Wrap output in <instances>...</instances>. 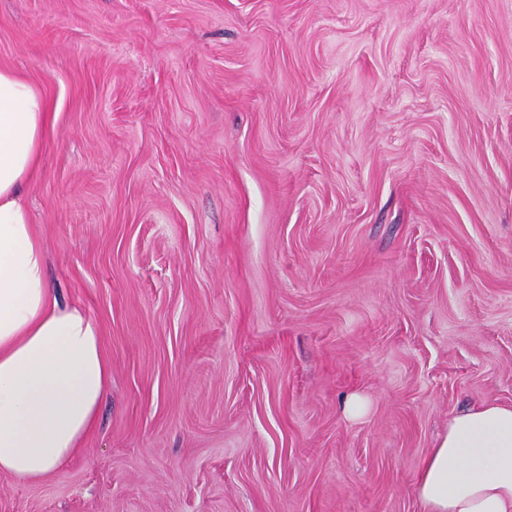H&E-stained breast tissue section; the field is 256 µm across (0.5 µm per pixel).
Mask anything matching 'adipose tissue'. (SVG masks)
Masks as SVG:
<instances>
[{
  "instance_id": "ef3b65f1",
  "label": "adipose tissue",
  "mask_w": 512,
  "mask_h": 512,
  "mask_svg": "<svg viewBox=\"0 0 512 512\" xmlns=\"http://www.w3.org/2000/svg\"><path fill=\"white\" fill-rule=\"evenodd\" d=\"M46 101L0 70V474L37 483L83 451L112 367L96 322L60 305L22 187L49 130ZM420 512H512V405L462 410L415 477Z\"/></svg>"
}]
</instances>
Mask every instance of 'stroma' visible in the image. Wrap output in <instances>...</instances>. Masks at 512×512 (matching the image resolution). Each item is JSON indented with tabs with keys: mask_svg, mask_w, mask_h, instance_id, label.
Returning <instances> with one entry per match:
<instances>
[{
	"mask_svg": "<svg viewBox=\"0 0 512 512\" xmlns=\"http://www.w3.org/2000/svg\"><path fill=\"white\" fill-rule=\"evenodd\" d=\"M2 69L112 380L0 512H419L449 417L512 404V0H0Z\"/></svg>",
	"mask_w": 512,
	"mask_h": 512,
	"instance_id": "obj_1",
	"label": "stroma"
}]
</instances>
